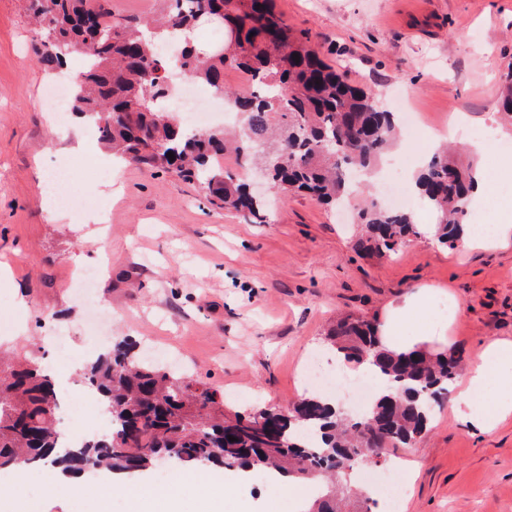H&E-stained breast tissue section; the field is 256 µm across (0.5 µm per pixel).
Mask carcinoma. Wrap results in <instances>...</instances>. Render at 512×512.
Here are the masks:
<instances>
[{"label": "carcinoma", "instance_id": "cac0c4a2", "mask_svg": "<svg viewBox=\"0 0 512 512\" xmlns=\"http://www.w3.org/2000/svg\"><path fill=\"white\" fill-rule=\"evenodd\" d=\"M28 8L41 64L56 70L67 56L82 57L72 111L97 125L113 156L197 181L211 204L254 224L265 221L263 206L238 174L224 169V154L235 155L244 169L269 166L276 193L304 192L336 205L351 195L347 173L374 168L398 138L396 113L350 84L307 37L296 35L272 0H164L157 17L143 20L116 17L110 0H29ZM208 17L223 24L225 45L203 56L191 36ZM174 40L182 46L181 72L224 95L240 116L238 131L194 133L157 108L170 88V67L157 45ZM229 67L245 76L246 89L224 86ZM498 105L512 121V69ZM476 174L446 150L422 167L417 193L436 214L437 243L453 248L460 240ZM359 220L365 232L355 248L363 256L394 254L419 235L411 210L387 209L373 199ZM327 341L347 364L371 362L388 384V393L354 422L322 394L286 409L228 416L216 390L138 358L134 345L123 341L89 359L81 373L105 400L111 429L77 449L61 448L59 393L39 356L0 360V470L22 460L78 474H135L180 448L181 463L194 468L260 466L291 479L343 473L356 460L378 461L389 447H414L464 359L461 349L388 350L379 324L366 317L337 321ZM312 512H342L335 486L324 489Z\"/></svg>", "mask_w": 512, "mask_h": 512}]
</instances>
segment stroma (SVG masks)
<instances>
[{
	"label": "stroma",
	"instance_id": "stroma-1",
	"mask_svg": "<svg viewBox=\"0 0 512 512\" xmlns=\"http://www.w3.org/2000/svg\"><path fill=\"white\" fill-rule=\"evenodd\" d=\"M275 11L309 38L348 80L393 101L408 92L411 116L428 126V145L459 141L463 162L487 173V194L512 176V156L488 159L457 140L455 119L512 128L496 111L501 75L512 65V0H273ZM52 75L38 62L27 0H0V348H42L67 337L61 370L75 374L82 356L122 340L157 351L156 363L202 380L224 395V411L287 407L305 395L304 360L324 349L344 315L383 320L410 295L430 299L431 314L459 307L447 347L476 357L487 342L512 339V240L463 251L421 235L397 255L364 258L357 203L338 212L307 197H263L266 223L212 206L200 186L122 162L111 181L77 182L94 195L96 214L75 223L42 206L38 185L52 156L86 145L85 162H102L95 128L59 130L41 105ZM103 264L92 291L73 286L76 255ZM459 384L433 411L412 448H389L406 465L399 512H512V418L488 434L452 413ZM375 464L342 479L346 512H386L381 489L366 481ZM218 492L180 486L181 512H266L287 498L277 484L210 469ZM18 503L0 512H79L70 491L41 471L21 482Z\"/></svg>",
	"mask_w": 512,
	"mask_h": 512
}]
</instances>
